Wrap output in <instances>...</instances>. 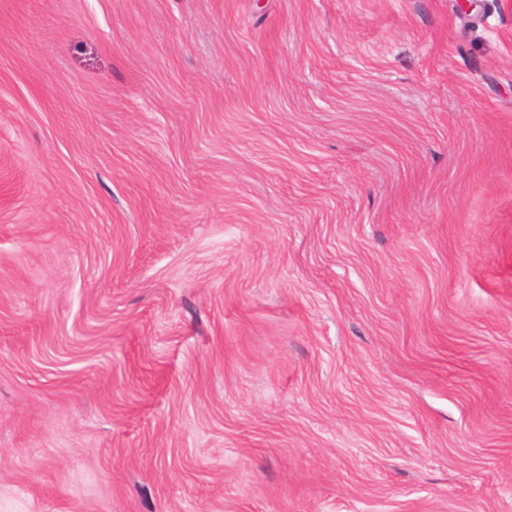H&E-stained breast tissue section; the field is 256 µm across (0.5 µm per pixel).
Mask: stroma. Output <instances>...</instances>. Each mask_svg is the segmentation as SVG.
<instances>
[{"label": "stroma", "instance_id": "1", "mask_svg": "<svg viewBox=\"0 0 512 512\" xmlns=\"http://www.w3.org/2000/svg\"><path fill=\"white\" fill-rule=\"evenodd\" d=\"M0 512H512V0H0Z\"/></svg>", "mask_w": 512, "mask_h": 512}]
</instances>
